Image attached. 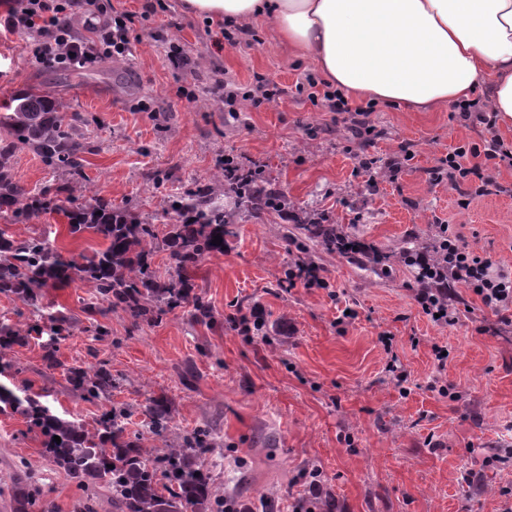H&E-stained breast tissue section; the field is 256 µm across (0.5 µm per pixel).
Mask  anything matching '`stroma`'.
<instances>
[{"mask_svg": "<svg viewBox=\"0 0 512 512\" xmlns=\"http://www.w3.org/2000/svg\"><path fill=\"white\" fill-rule=\"evenodd\" d=\"M95 0L96 7L133 15L131 51L83 70L37 63L20 37L0 35V100L39 89L53 98L88 146L85 175L68 183L32 152L16 153L12 173L27 192L68 186L74 203L99 196L113 206L153 218L166 234L168 196L208 186L223 189L219 162L232 155L265 171L290 201L286 216L236 206L224 251L189 272L214 318L199 321L178 308L155 323L109 309L94 288L63 282L44 289L36 305L0 294V322L29 330L12 355L24 371L15 383L46 395L63 418L96 429L109 404L125 405L130 438L156 445L141 407L167 401L172 435L213 429L219 448L203 455L215 489L265 512H292L308 496L309 473H320L331 504L318 512H512V326L492 333L494 317L470 288L455 286L459 322L434 324L412 299L415 272L404 249L430 243L449 225L462 243L512 268V167L489 168L500 194L461 205L462 188L432 182L429 171L449 148L483 139L482 125L461 120L456 104L438 112H405L384 102L349 98L368 110L375 132L355 133L349 115L325 111L308 98L316 66L283 45L272 20L249 22L246 43L217 45L219 20L187 11L184 0ZM188 57L175 67L171 45ZM249 90L255 76L285 87L286 95L257 107L243 97L227 112L218 73ZM414 157L398 177L388 163L401 146ZM371 160L363 168L362 160ZM336 225L375 245L385 275L360 260L324 255L325 288L289 286L297 259L281 231L289 216ZM0 231L22 240L44 235L68 255L105 249L90 232L70 233L59 213L32 223L0 212ZM358 317L337 325L345 306ZM103 309L106 335H96L88 307ZM265 326L245 331L251 309ZM44 317L65 321V338L51 343L32 332ZM390 334L391 347L380 337ZM447 347L438 367L434 346ZM54 350L58 369L43 356ZM397 371H389V363ZM112 371L109 400L86 401L66 388L62 366ZM456 384L451 401L437 388ZM37 480L53 512H77L84 494L45 456L39 437L18 414L0 415V512H13L16 463Z\"/></svg>", "mask_w": 512, "mask_h": 512, "instance_id": "35a3bbf8", "label": "stroma"}]
</instances>
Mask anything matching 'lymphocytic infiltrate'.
<instances>
[{"label":"lymphocytic infiltrate","mask_w":512,"mask_h":512,"mask_svg":"<svg viewBox=\"0 0 512 512\" xmlns=\"http://www.w3.org/2000/svg\"><path fill=\"white\" fill-rule=\"evenodd\" d=\"M90 0H5L7 10L0 16L1 34L25 36V46L38 62L68 68H86L100 57L129 52L132 17L118 13L98 26V39L87 42L73 29V17ZM463 119L484 125L491 136L483 144L453 147L439 165L431 169L432 180L453 179L456 183L478 181L479 192H487L483 182L486 164L512 165V144L495 136L496 116L491 112L462 106ZM406 263L415 268L418 286L413 299L422 312L440 326L457 324L456 310L449 301L452 288L462 284L471 288L482 305L499 322L512 325V271L499 267L490 258L461 245L448 225L438 227L435 249L413 252Z\"/></svg>","instance_id":"obj_1"}]
</instances>
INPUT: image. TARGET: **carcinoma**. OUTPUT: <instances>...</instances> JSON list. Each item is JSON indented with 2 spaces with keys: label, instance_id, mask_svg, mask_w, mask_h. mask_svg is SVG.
I'll return each mask as SVG.
<instances>
[{
  "label": "carcinoma",
  "instance_id": "carcinoma-1",
  "mask_svg": "<svg viewBox=\"0 0 512 512\" xmlns=\"http://www.w3.org/2000/svg\"><path fill=\"white\" fill-rule=\"evenodd\" d=\"M25 148L47 167L64 171L75 181L83 177L81 154L87 146L74 137L52 101L37 90L25 91L0 104V210L12 212L21 222L61 212L70 232L89 230L107 242L103 251L78 261L64 256L41 237L17 241L1 231L0 294L14 295L30 304L38 300L44 288L80 281L93 284L103 299L147 323L177 308L190 309L197 319H209L208 304L202 296L191 293L188 270L224 251V245L212 243L213 236L224 234L225 226L231 223L223 196L260 211L277 213L288 207L284 194L266 189L268 179L260 171L234 183L224 179L222 196L205 187L169 197L166 212L176 217V223L169 225L165 242L172 248L175 267L161 277L151 268L153 243L158 238L156 225L100 198L67 208L44 192L24 193L13 179L11 161ZM295 228L313 242L308 247L296 241L293 231L286 233L288 239L297 242L300 261L306 264L314 263L319 249L348 253L350 238L336 233L334 224L297 223ZM24 342L26 337L20 329L0 323L1 377L22 371L9 352ZM63 373L85 399H107L112 392V373L103 365L72 364L64 367ZM0 412L22 415L29 430L43 437V451L50 463L80 486H105L118 512H224V497L213 492L209 472L196 464L199 456L215 447L206 427L179 436L173 447L145 448L125 438L126 407L110 406L97 431L90 434L81 423L59 417L41 396L31 395L13 382H0ZM143 414L149 433L166 438L172 422L166 401L147 399ZM56 436L61 442L54 441ZM41 496V489L25 471L16 469L13 512H48Z\"/></svg>",
  "mask_w": 512,
  "mask_h": 512
}]
</instances>
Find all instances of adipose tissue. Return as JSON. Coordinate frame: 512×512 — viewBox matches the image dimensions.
Segmentation results:
<instances>
[{
    "instance_id": "adipose-tissue-1",
    "label": "adipose tissue",
    "mask_w": 512,
    "mask_h": 512,
    "mask_svg": "<svg viewBox=\"0 0 512 512\" xmlns=\"http://www.w3.org/2000/svg\"><path fill=\"white\" fill-rule=\"evenodd\" d=\"M274 33L346 95L433 112L477 91L512 125V0H185Z\"/></svg>"
}]
</instances>
